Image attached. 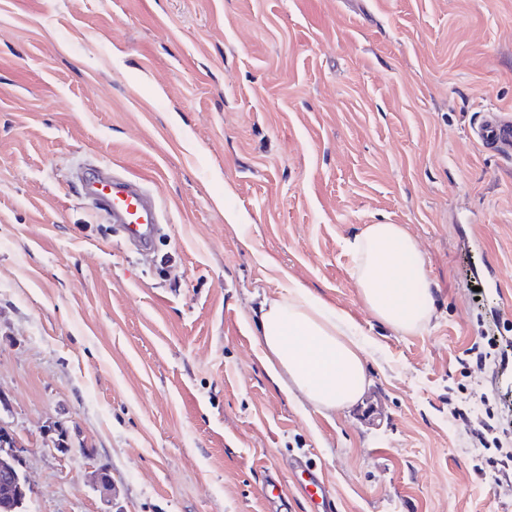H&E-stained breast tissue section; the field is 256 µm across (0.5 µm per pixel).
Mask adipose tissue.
I'll return each instance as SVG.
<instances>
[{"label":"adipose tissue","instance_id":"adipose-tissue-1","mask_svg":"<svg viewBox=\"0 0 512 512\" xmlns=\"http://www.w3.org/2000/svg\"><path fill=\"white\" fill-rule=\"evenodd\" d=\"M352 251L353 276L373 316L400 334L423 331L435 308L421 252L410 233L399 224H370ZM256 325L268 372L319 412L346 409L364 394L370 379L356 328L296 283L264 302Z\"/></svg>","mask_w":512,"mask_h":512}]
</instances>
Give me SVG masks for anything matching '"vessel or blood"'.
<instances>
[{"label":"vessel or blood","instance_id":"vessel-or-blood-1","mask_svg":"<svg viewBox=\"0 0 512 512\" xmlns=\"http://www.w3.org/2000/svg\"><path fill=\"white\" fill-rule=\"evenodd\" d=\"M471 138L500 157L512 158V114L492 108L470 130ZM83 196L118 224L124 239L140 250L154 247L160 214L143 180L109 174L104 166L85 167L79 176Z\"/></svg>","mask_w":512,"mask_h":512}]
</instances>
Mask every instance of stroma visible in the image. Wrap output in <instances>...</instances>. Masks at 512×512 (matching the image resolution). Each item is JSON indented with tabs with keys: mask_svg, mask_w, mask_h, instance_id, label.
<instances>
[{
	"mask_svg": "<svg viewBox=\"0 0 512 512\" xmlns=\"http://www.w3.org/2000/svg\"><path fill=\"white\" fill-rule=\"evenodd\" d=\"M487 107L512 111V0H0V421L25 512H311L304 463L337 512H512L489 464L512 452V162L469 137ZM95 162L155 191L151 254L78 193ZM370 224L418 243L420 333L360 298ZM292 280L364 342L342 412L261 361L254 313ZM2 434L4 435V440L10 442L11 446V448L8 449L9 459L4 460L2 467H0V474L2 475L4 485L7 486L10 482L15 481L27 484L23 473L14 468V464L18 462L23 448L9 430H3Z\"/></svg>",
	"mask_w": 512,
	"mask_h": 512,
	"instance_id": "obj_1",
	"label": "stroma"
}]
</instances>
